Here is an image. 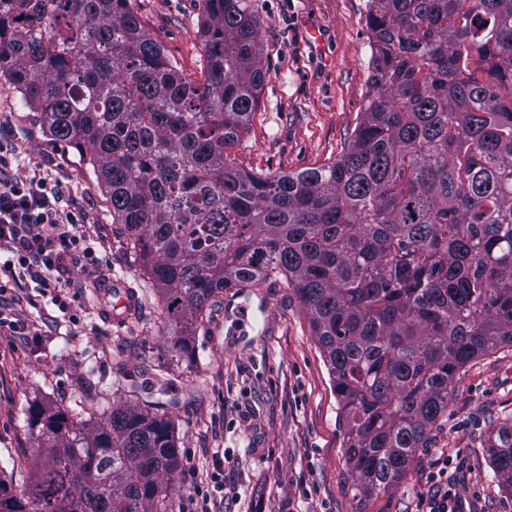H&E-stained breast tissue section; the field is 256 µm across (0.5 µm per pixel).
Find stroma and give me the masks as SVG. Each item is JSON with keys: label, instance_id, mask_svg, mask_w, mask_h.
Instances as JSON below:
<instances>
[{"label": "stroma", "instance_id": "stroma-1", "mask_svg": "<svg viewBox=\"0 0 512 512\" xmlns=\"http://www.w3.org/2000/svg\"><path fill=\"white\" fill-rule=\"evenodd\" d=\"M367 0H248L261 22L265 78L260 104L231 149L235 166L296 172L334 162L351 141L372 75ZM176 68L200 82L206 65L201 0H130ZM0 156L6 173L41 170L60 181L63 203L91 225L105 273L138 289L135 319L118 327L104 311L90 268L70 266L59 291L35 284L8 292L27 336L0 333V477L28 483L44 450L34 403L102 420L113 403L151 402L168 419L182 459L169 508H191L196 486L224 473L214 512H418L431 472L446 468L464 512H512L486 446L512 418V346L463 367L447 411L417 449L392 497L361 508L351 492L344 426L334 386L306 311L285 282L225 291L224 304L174 349L159 297L149 287L93 167L56 143L12 83L0 78ZM100 393L87 400L82 387ZM235 461L225 470L222 458Z\"/></svg>", "mask_w": 512, "mask_h": 512}]
</instances>
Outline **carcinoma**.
<instances>
[{
    "label": "carcinoma",
    "instance_id": "cac0c4a2",
    "mask_svg": "<svg viewBox=\"0 0 512 512\" xmlns=\"http://www.w3.org/2000/svg\"><path fill=\"white\" fill-rule=\"evenodd\" d=\"M205 80L183 77L129 0H0V74L93 165L173 322L283 279L323 348L353 497L391 495L458 371L512 346V0H367L373 75L336 161L259 174L227 160L258 108L260 22L202 0ZM47 453L0 512H169L171 422L36 408ZM512 493V419L487 446Z\"/></svg>",
    "mask_w": 512,
    "mask_h": 512
}]
</instances>
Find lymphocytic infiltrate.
Listing matches in <instances>:
<instances>
[{"instance_id": "f902f5d3", "label": "lymphocytic infiltrate", "mask_w": 512, "mask_h": 512, "mask_svg": "<svg viewBox=\"0 0 512 512\" xmlns=\"http://www.w3.org/2000/svg\"><path fill=\"white\" fill-rule=\"evenodd\" d=\"M62 200L60 183L48 175L0 176V294L30 275L41 287H58L69 260L97 265L90 225Z\"/></svg>"}]
</instances>
